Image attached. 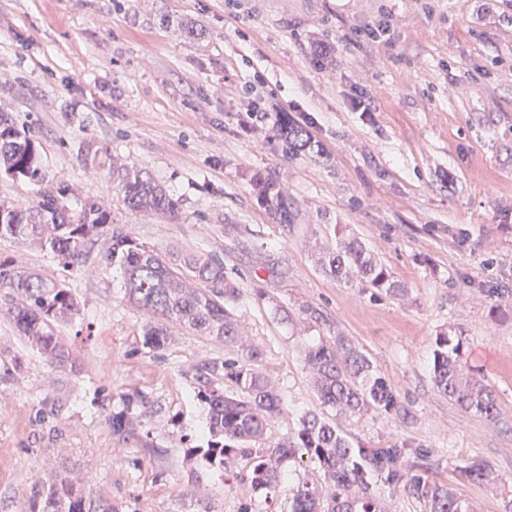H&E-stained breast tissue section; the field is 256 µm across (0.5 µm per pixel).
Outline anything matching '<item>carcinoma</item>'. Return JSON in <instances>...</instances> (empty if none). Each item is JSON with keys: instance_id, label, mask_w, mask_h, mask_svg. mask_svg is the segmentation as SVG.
Listing matches in <instances>:
<instances>
[{"instance_id": "carcinoma-1", "label": "carcinoma", "mask_w": 512, "mask_h": 512, "mask_svg": "<svg viewBox=\"0 0 512 512\" xmlns=\"http://www.w3.org/2000/svg\"><path fill=\"white\" fill-rule=\"evenodd\" d=\"M277 139L290 157H321L323 150L305 127L284 112L278 121ZM0 176L32 184L46 182V172L30 130L15 125L0 112ZM125 208L136 214L155 212L174 220L177 201L168 189L135 166L119 175ZM260 202L278 224L294 221L291 204L273 178L250 176ZM64 183L43 191L25 208L0 203V238L28 240L49 249L62 267L87 263V245L99 247V261L119 268L129 299L160 322H148L143 336L151 350L167 341L161 321L176 322L200 336H209L241 347L232 360H213L192 372L194 393L207 408L210 440L195 449L205 463L233 478L245 479L261 493L262 512H279L282 489L296 482L286 512H381L375 477L383 471L405 482L425 504L426 512H472L463 493L413 473L402 448H354L336 425L315 412L303 414L288 440L259 448L274 419L282 412L281 399L260 370L262 350L239 336L236 319L226 306L236 290L224 281V263L211 256L187 253L173 263L132 237L107 210L92 199L73 208L64 200ZM336 244L320 258L322 271L345 283L385 295H398L404 286L357 236L342 227L334 229ZM205 284L196 288L183 272ZM0 309L15 322L31 347L54 365H63L69 352L54 336V324L78 314V302L64 280L29 271L0 260ZM463 339L442 334L435 339L432 377L437 391L462 411L495 419L497 396L484 379L465 370ZM304 361L313 375L321 403L344 417L364 411L400 414V406L384 378L377 374L366 353L346 336L307 344ZM307 458L321 476H296L291 463ZM470 481L489 476L487 464L473 460L465 468ZM38 512H116L102 498L87 495L64 479L49 486Z\"/></svg>"}]
</instances>
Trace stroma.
Masks as SVG:
<instances>
[{
	"instance_id": "35a3bbf8",
	"label": "stroma",
	"mask_w": 512,
	"mask_h": 512,
	"mask_svg": "<svg viewBox=\"0 0 512 512\" xmlns=\"http://www.w3.org/2000/svg\"><path fill=\"white\" fill-rule=\"evenodd\" d=\"M387 31L354 42L355 31ZM336 47L318 66L309 41ZM364 97L366 112L353 106ZM263 102L266 117L247 111ZM0 112L30 129L69 203L94 199L162 256L214 255L230 305L288 410L269 440L321 412L302 337H349L403 415L337 419L357 448L406 451L413 470L459 488L477 512L512 490V0H0ZM289 113L324 150L284 156ZM148 170L181 218L127 212L117 168ZM277 179L295 225L276 223L250 187ZM448 184H441V176ZM345 225L405 288L373 295L326 277L320 248ZM0 259L63 277L79 303L55 326L70 353L52 367L0 314V349L22 362L0 383V512H31L69 479L116 512H244L248 482L191 456L209 438L192 372L233 352L170 324L144 344L146 313L119 272L63 271L49 251L0 240ZM465 341L464 365L493 386L488 421L440 395L434 339ZM129 430H112L127 400ZM483 459L493 481L462 469Z\"/></svg>"
}]
</instances>
